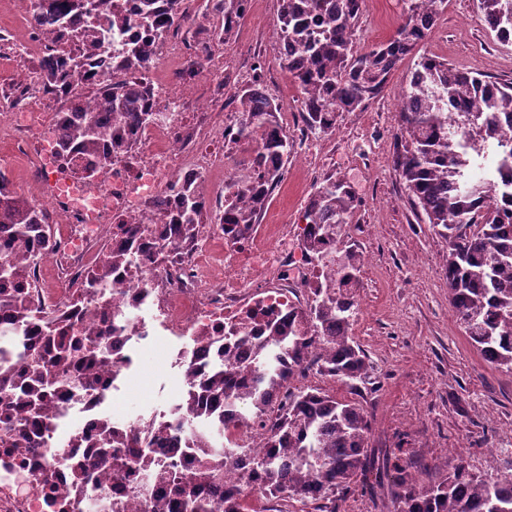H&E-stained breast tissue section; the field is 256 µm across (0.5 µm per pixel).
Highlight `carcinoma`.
Listing matches in <instances>:
<instances>
[{
  "instance_id": "obj_1",
  "label": "carcinoma",
  "mask_w": 512,
  "mask_h": 512,
  "mask_svg": "<svg viewBox=\"0 0 512 512\" xmlns=\"http://www.w3.org/2000/svg\"><path fill=\"white\" fill-rule=\"evenodd\" d=\"M109 0H71L57 8V0H34L36 17L46 16L67 32L76 49L44 62L52 91L79 88L88 83L85 62L97 47L109 44V34L98 27L99 13ZM224 9V41L245 14V0H220ZM482 19L502 44L512 43V0H477ZM447 0H407L404 23L396 35L367 51L356 45L355 25L363 0H282L279 28L299 54L281 59L288 78L297 84L307 127L331 131L330 113L354 112L382 92L392 70L426 38L443 12ZM323 18L326 29L315 33L310 19ZM140 17L151 24L160 38L181 25L177 0H142ZM402 101L399 119L400 143L393 157L395 170L405 183L411 207L447 244L445 280L448 301L472 345L484 361L512 370V177L496 185L469 171L472 161L486 150L499 157L498 166H512V145L499 140L503 119L512 124V82L486 80L480 74L461 70L435 57L422 56ZM256 92L243 94L237 111L241 130L249 132L259 118L272 121L271 104L252 108ZM135 80L120 79L99 84L93 96L77 93L70 107L58 113L64 154L95 148L118 134L127 120L141 121L136 107ZM93 111L106 112L99 120L83 115L82 103ZM263 199L243 207L235 224H257ZM357 199L350 183L331 180L307 207L305 218L315 225L308 237L313 260L322 261L323 238L342 241L351 223ZM200 211L194 194L184 197L176 224L189 233L198 223ZM9 225L18 240L35 237L37 246L50 241L46 213L0 188V225ZM124 248H108L104 263L85 285L94 296L112 271L127 259ZM360 265L351 249L336 252V286L315 292L309 313L283 335L280 327L260 343L242 340L252 348L261 374L259 385L242 395L240 404L250 413L262 415L275 405L281 389L296 370L313 361L320 373L351 391L369 378L365 354L351 334L358 308L347 286L358 282ZM30 276L27 256L0 255V281L8 284ZM9 314L14 331H21L31 308L8 292L0 291V314ZM322 334L326 349L311 356L312 338ZM112 328L91 330L75 340L57 337L55 359L63 363L74 353L88 375L110 358L107 345ZM19 365L0 363V385L8 381L19 391L26 414L15 419L4 416L10 436L4 446L29 447V429L45 415V397L69 387L70 379L53 375L45 365L43 347L14 341ZM236 363L224 357L201 377L202 399L213 409L224 404L232 389ZM228 417L210 427L200 447L214 449V463H230L231 456L216 444ZM372 422L359 403L320 391H300L288 399V409L271 427V451L256 464L260 490L268 497L284 493L288 498L313 504L318 512H337L338 502L364 474L368 460L367 439ZM135 432H121L106 423L101 437L91 447L85 464L76 473L87 480L105 464L115 475L140 465L142 454L121 457L116 448H134ZM168 486L174 499L172 512H243L240 491L224 486L215 497L197 487L209 482L210 470H182L171 462L166 467ZM394 512H512V474L477 476L460 464L433 483L421 486L404 466L394 465Z\"/></svg>"
}]
</instances>
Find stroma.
<instances>
[{"instance_id":"35a3bbf8","label":"stroma","mask_w":512,"mask_h":512,"mask_svg":"<svg viewBox=\"0 0 512 512\" xmlns=\"http://www.w3.org/2000/svg\"><path fill=\"white\" fill-rule=\"evenodd\" d=\"M405 11L404 0H364L358 49L392 38ZM18 15L14 6L0 10V113L21 106L60 111L63 100L33 87L43 59L26 52L30 34ZM279 17L280 0H252L221 51L230 60L256 62L260 83L293 102L298 89L266 44ZM423 55L512 82V46L486 29L477 0H447L426 39L398 63L380 95L342 113L335 130L317 134L322 168L308 172L288 160L261 218L265 224L303 223L307 198L331 179L347 181L358 197L346 243L372 258L359 273L352 334L371 367L357 400L374 419L368 439L373 465L340 501L339 512H393L398 460L429 463V470L417 473L423 482L453 460L477 475L512 472V372L489 366L465 336L443 278L446 243L416 215L392 163L401 95ZM166 350L162 338L142 347L112 402L116 415H136L175 390Z\"/></svg>"}]
</instances>
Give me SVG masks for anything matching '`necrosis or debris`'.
I'll return each mask as SVG.
<instances>
[{
    "label": "necrosis or debris",
    "mask_w": 512,
    "mask_h": 512,
    "mask_svg": "<svg viewBox=\"0 0 512 512\" xmlns=\"http://www.w3.org/2000/svg\"><path fill=\"white\" fill-rule=\"evenodd\" d=\"M137 6L138 0H112L107 15L128 43L139 46L154 32L141 21ZM210 67L223 75L222 87L200 79L197 56L178 39L167 38L137 72V105L146 119L126 126L119 143L80 151L68 165L60 157L56 124L36 138L23 113L0 116V138L16 141L34 188L29 202L51 207L58 217L55 244L35 250L36 277L21 291L35 311L31 337L48 326L92 330L109 323L114 328L112 358L97 370L103 389L87 391L75 384L49 394L36 444L21 452L0 446V512H143L148 505L168 506L166 490L151 472L119 478L101 467L92 484L70 480L111 416L110 396L121 390L137 343L159 336L172 341L168 361L177 374V392L122 424L150 441L147 457L154 469L176 448L191 449L195 462L194 448L209 425L185 405L195 384L189 368L230 353L240 391H251L258 367L251 351L236 344L239 332L264 336L270 327L287 326L289 314L312 302L314 287L336 279L330 261L336 243L324 248L328 261L311 262L306 224L245 228L205 222L187 237L168 231L184 192H194L205 212L218 203L229 210L250 202L260 173L277 163L271 133L288 132V114L282 111L274 126L242 133L238 113L223 108L224 92L247 82L248 73L221 58L211 60ZM108 152L114 157L109 165L103 160ZM134 226L144 230L139 252L113 267L102 296L87 295L83 286L99 263L93 245L106 233L112 244L126 245ZM238 409L237 399L225 401L223 410L234 419L220 445L261 458L271 421L265 415L240 417ZM216 478L240 489L249 512H280L259 496L251 472L232 464L217 468Z\"/></svg>",
    "instance_id": "4bbe7bcc"
}]
</instances>
